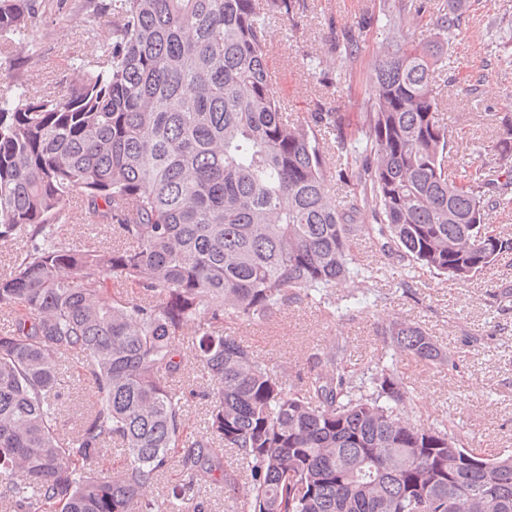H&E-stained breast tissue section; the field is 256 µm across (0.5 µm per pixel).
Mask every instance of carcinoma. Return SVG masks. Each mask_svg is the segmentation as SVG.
Segmentation results:
<instances>
[{
  "instance_id": "carcinoma-1",
  "label": "carcinoma",
  "mask_w": 512,
  "mask_h": 512,
  "mask_svg": "<svg viewBox=\"0 0 512 512\" xmlns=\"http://www.w3.org/2000/svg\"><path fill=\"white\" fill-rule=\"evenodd\" d=\"M46 0H0V54L36 58ZM297 0H110L112 37L78 80L30 97L0 87V244L20 243L0 274V504L12 512H204L224 488L231 512H512V455L467 448L446 424L401 417L412 392L395 369H352L345 346L288 384L226 331L321 302L339 281L367 289L350 242L377 235L399 284L416 270L467 281L512 253L485 222L512 207V116L492 152L495 199L480 166L451 161L432 74L444 42L415 43L420 10L394 31L370 79V111L338 136L318 104L289 119L272 91L269 21L295 23ZM466 0H449L438 35ZM357 48L342 34L341 65ZM340 161L331 171L324 153ZM347 186L338 203L331 183ZM80 203L112 244L64 238ZM363 214L371 223L360 221ZM117 281L137 290L109 292ZM192 330L197 391L172 385ZM393 351L454 366L419 326L379 331ZM94 403L63 431L64 362ZM208 406V436L187 407ZM124 451L116 476L96 468ZM227 452L234 467L223 466ZM178 462L164 505L150 495Z\"/></svg>"
}]
</instances>
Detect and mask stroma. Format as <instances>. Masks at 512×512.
I'll return each instance as SVG.
<instances>
[{"label": "stroma", "mask_w": 512, "mask_h": 512, "mask_svg": "<svg viewBox=\"0 0 512 512\" xmlns=\"http://www.w3.org/2000/svg\"><path fill=\"white\" fill-rule=\"evenodd\" d=\"M108 0H61L40 19V59L24 64L0 57V84L21 79L28 96L63 89L79 59L112 33ZM402 0H299L297 26L269 24L271 70L283 76L273 90L290 116L313 110L321 85L339 79L333 107L340 130L362 125L369 79L390 35L385 10ZM355 31L358 48L346 67L336 63L341 30ZM448 54L434 73L439 110L454 135L452 156L492 171L489 150L499 119L512 116V0H469L448 35ZM355 255L377 267L369 297L351 313L330 315L319 303L288 307L271 322L239 325L234 333L259 358L296 384L315 353L345 343L349 366L377 362L393 367L412 392L415 423L442 421L463 443L487 454H512V254L486 274L454 283L416 274L410 289L394 285L375 239L357 237ZM406 319L445 349L452 367L396 355L378 334L380 325Z\"/></svg>", "instance_id": "obj_1"}]
</instances>
